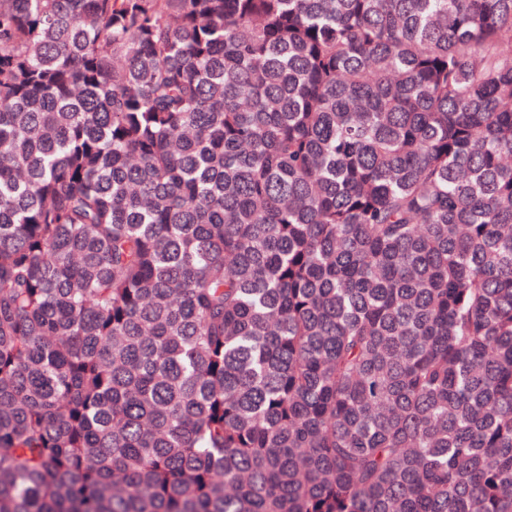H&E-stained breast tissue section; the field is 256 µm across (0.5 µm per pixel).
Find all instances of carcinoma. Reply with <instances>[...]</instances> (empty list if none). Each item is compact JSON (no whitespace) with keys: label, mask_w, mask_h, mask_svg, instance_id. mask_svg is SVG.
<instances>
[{"label":"carcinoma","mask_w":512,"mask_h":512,"mask_svg":"<svg viewBox=\"0 0 512 512\" xmlns=\"http://www.w3.org/2000/svg\"><path fill=\"white\" fill-rule=\"evenodd\" d=\"M0 512H512V0H0Z\"/></svg>","instance_id":"carcinoma-1"}]
</instances>
